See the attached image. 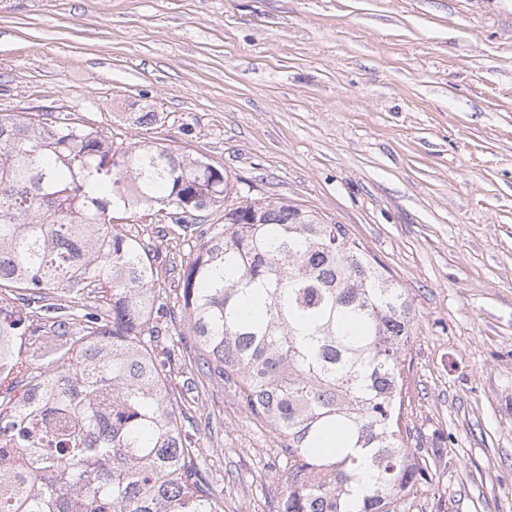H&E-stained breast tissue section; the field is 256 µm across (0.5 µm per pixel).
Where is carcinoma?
<instances>
[{
	"mask_svg": "<svg viewBox=\"0 0 512 512\" xmlns=\"http://www.w3.org/2000/svg\"><path fill=\"white\" fill-rule=\"evenodd\" d=\"M128 213L184 237L180 291L116 223ZM176 310L200 349L177 369L162 332ZM415 335L412 295L347 225L71 112L0 115V448L35 464L0 512H224L182 408L195 375L273 433L277 512H410L435 487L409 427ZM37 388L46 406L24 408ZM331 432L345 441L322 447Z\"/></svg>",
	"mask_w": 512,
	"mask_h": 512,
	"instance_id": "cac0c4a2",
	"label": "carcinoma"
}]
</instances>
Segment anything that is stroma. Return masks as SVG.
<instances>
[{
    "instance_id": "1",
    "label": "stroma",
    "mask_w": 512,
    "mask_h": 512,
    "mask_svg": "<svg viewBox=\"0 0 512 512\" xmlns=\"http://www.w3.org/2000/svg\"><path fill=\"white\" fill-rule=\"evenodd\" d=\"M67 110L348 225L414 297L410 512H512V0H0V114ZM154 111V124L132 112ZM179 285L186 245L132 225ZM224 512H277L278 448L196 380Z\"/></svg>"
}]
</instances>
